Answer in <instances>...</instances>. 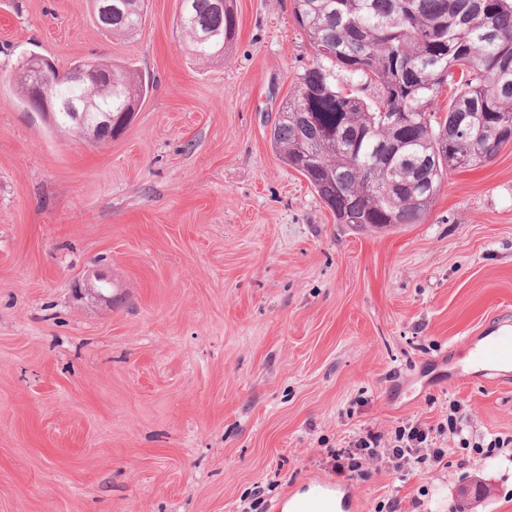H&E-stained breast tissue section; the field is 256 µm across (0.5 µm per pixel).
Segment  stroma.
<instances>
[{
    "mask_svg": "<svg viewBox=\"0 0 512 512\" xmlns=\"http://www.w3.org/2000/svg\"><path fill=\"white\" fill-rule=\"evenodd\" d=\"M180 0L102 32L91 0H0V512H281L366 430L512 436V383L461 379L512 318V144L449 175L422 223L337 224L270 142L312 58L290 0H237L224 58H189ZM37 52L152 74L90 144L18 102ZM108 297L78 296L95 276ZM365 464L349 512H512V447ZM458 412L459 409L457 405H450L448 409V418L446 419V423L444 426L441 425L437 428V433H443L448 429V433L458 439V444L460 445V447L469 448L472 443V439L470 440L469 434L465 433L464 427L462 425V420L458 416ZM472 444V447L477 448L479 447L480 442L475 441Z\"/></svg>",
    "mask_w": 512,
    "mask_h": 512,
    "instance_id": "stroma-1",
    "label": "stroma"
}]
</instances>
